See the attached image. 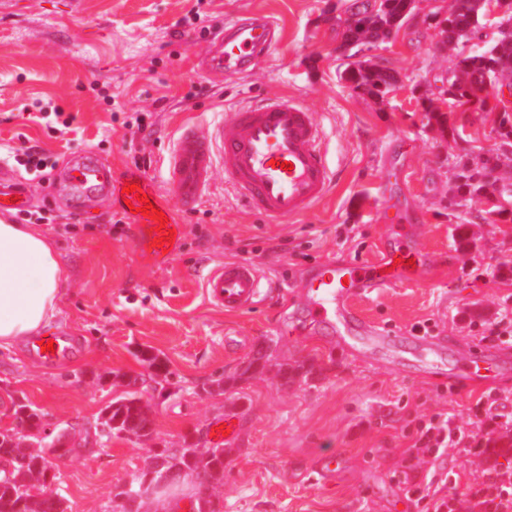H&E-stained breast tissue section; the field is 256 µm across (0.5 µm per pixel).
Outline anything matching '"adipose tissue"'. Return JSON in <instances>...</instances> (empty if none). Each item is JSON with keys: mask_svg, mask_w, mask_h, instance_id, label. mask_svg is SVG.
Here are the masks:
<instances>
[{"mask_svg": "<svg viewBox=\"0 0 512 512\" xmlns=\"http://www.w3.org/2000/svg\"><path fill=\"white\" fill-rule=\"evenodd\" d=\"M67 279L46 237L29 225L0 221V346L46 329Z\"/></svg>", "mask_w": 512, "mask_h": 512, "instance_id": "adipose-tissue-1", "label": "adipose tissue"}]
</instances>
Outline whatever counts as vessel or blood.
I'll list each match as a JSON object with an SVG mask.
<instances>
[{
  "label": "vessel or blood",
  "mask_w": 512,
  "mask_h": 512,
  "mask_svg": "<svg viewBox=\"0 0 512 512\" xmlns=\"http://www.w3.org/2000/svg\"><path fill=\"white\" fill-rule=\"evenodd\" d=\"M280 39V24L270 15L234 19L225 23L200 65L212 74L240 73L267 58ZM218 163L237 195L274 219L301 214L324 199L332 183L318 125L304 106L287 96L240 108L207 135L192 125L182 129L168 160L166 184L185 209L194 208ZM1 180L9 184L11 200L0 201V211L24 210V179L5 158L0 159ZM55 184L65 190L76 211L98 200H125L127 184L136 185L150 202L160 201L157 187L146 177L135 173L123 182L113 179L109 166L90 151L74 154ZM427 269L426 255L410 242L385 245L373 263L324 264L306 282L310 314L317 321H340L355 334L376 335V328L350 306V299L420 279ZM203 288L214 306L240 312L254 306L263 278L254 264L233 261L213 269ZM78 344V337L58 334L53 350L43 351L35 339L28 350L42 364L53 366L68 359Z\"/></svg>",
  "instance_id": "b4317fda"
}]
</instances>
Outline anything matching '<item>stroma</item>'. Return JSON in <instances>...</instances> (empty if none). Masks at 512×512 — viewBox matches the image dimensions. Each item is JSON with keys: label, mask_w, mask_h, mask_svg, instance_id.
<instances>
[{"label": "stroma", "mask_w": 512, "mask_h": 512, "mask_svg": "<svg viewBox=\"0 0 512 512\" xmlns=\"http://www.w3.org/2000/svg\"><path fill=\"white\" fill-rule=\"evenodd\" d=\"M353 2L0 0V154L36 144L64 162L94 152L115 178L138 173L162 188L183 226L158 260L132 250L136 227L119 204L77 214L63 193L30 187L27 208H52L53 223L39 230L69 271L49 330L82 344L51 367L29 357L26 342L0 348V429L23 403L47 437L72 432V458L47 475L67 512H119L116 486L145 470L155 449L186 439L224 450L220 512H418L400 481L404 428L439 411L465 438L438 477L455 473L464 486L512 471V336L484 335L486 323L512 320V142L499 135L498 113L448 102L455 53L434 20L451 0H415L399 32L364 52L398 76L384 102L354 92L336 53L337 20ZM254 13L282 27L270 59L234 75L200 72L208 35ZM198 83L209 95L192 98ZM282 94L322 131L335 175L326 199L271 220L231 190L218 165L196 208L181 211L164 188L178 127L191 120L208 132L227 113ZM49 100L73 115L68 132L31 120ZM143 109L156 114L146 141L123 126ZM484 155L500 159V204L490 210L484 197L467 196L449 206L457 161ZM409 224L428 274L355 301L380 338L314 322L307 275L330 260L375 261L382 242ZM227 260L258 265L280 292L243 313L214 307L203 280ZM264 348L272 352L266 368L243 377ZM151 355L164 372H153ZM486 355L495 362L483 378L460 379ZM131 380L152 437L103 438L102 412ZM486 394L505 419L491 433L473 409ZM330 454L336 475L325 480Z\"/></svg>", "instance_id": "1"}]
</instances>
